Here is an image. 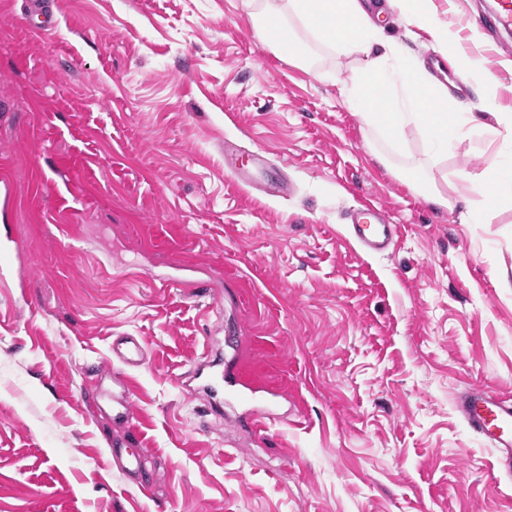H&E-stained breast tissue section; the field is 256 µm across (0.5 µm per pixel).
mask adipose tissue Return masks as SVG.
I'll return each instance as SVG.
<instances>
[{
  "mask_svg": "<svg viewBox=\"0 0 512 512\" xmlns=\"http://www.w3.org/2000/svg\"><path fill=\"white\" fill-rule=\"evenodd\" d=\"M387 3L397 6L409 25L427 34L464 81L474 87L480 95L483 118L457 111L447 86L427 77L383 36L370 19L367 0H252L256 26L275 29L271 46L301 69L310 70L312 62L295 49L299 31L321 49L354 58L355 66L343 81L341 94L364 125L390 145H399L405 129L412 125L437 153L458 140L466 126L485 128L486 117L512 128V113L502 110L486 90L489 75L484 58L466 53L461 37L439 21L434 0ZM413 188L437 207H450L455 199L462 201L466 222L483 223L493 204L512 201V143L489 157L483 171L462 174L451 191L434 183L417 182Z\"/></svg>",
  "mask_w": 512,
  "mask_h": 512,
  "instance_id": "1",
  "label": "adipose tissue"
}]
</instances>
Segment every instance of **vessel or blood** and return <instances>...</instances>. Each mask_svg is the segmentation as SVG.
<instances>
[{"label": "vessel or blood", "mask_w": 512, "mask_h": 512, "mask_svg": "<svg viewBox=\"0 0 512 512\" xmlns=\"http://www.w3.org/2000/svg\"><path fill=\"white\" fill-rule=\"evenodd\" d=\"M57 31V21L53 14L34 9L29 23V32L34 36L52 35ZM229 167L238 184L249 185L262 180L264 190L271 195H280L287 191L288 184L282 178L263 177L264 159L252 155L248 159L232 157ZM350 219V236L359 248L367 252L385 250L399 233V227L393 224L383 207L366 206L353 212ZM112 351L119 363L126 368L141 366L146 349L136 338L125 336L112 345ZM181 385L205 392L212 401L213 413H220L224 397L229 393L250 392L251 395H264L265 390L254 376L242 364L225 366L218 374L206 376L200 371L180 377ZM118 390L113 393L112 401L116 405L115 417L123 425H131L133 413L127 397L128 387L125 380H118ZM455 408L468 430L476 437L487 441L493 451L495 470L498 476L512 477V397L504 393L473 384L457 395ZM113 459L121 461L126 473L144 476L146 473L141 454L131 448H116Z\"/></svg>", "instance_id": "obj_1"}]
</instances>
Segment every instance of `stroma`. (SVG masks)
Wrapping results in <instances>:
<instances>
[{"label":"stroma","mask_w":512,"mask_h":512,"mask_svg":"<svg viewBox=\"0 0 512 512\" xmlns=\"http://www.w3.org/2000/svg\"><path fill=\"white\" fill-rule=\"evenodd\" d=\"M0 0V512H512V484L454 407L478 383L512 395V205L466 224L407 184L480 172L512 131L434 156L416 131L390 165L343 100L349 59L304 71L267 45L249 0ZM512 109V31L491 0H435ZM385 34L439 54L397 10ZM258 153L280 196L236 185ZM399 224L369 254L347 215ZM153 479L113 463L112 339ZM222 349L279 392L258 432L180 388ZM57 21L53 14L35 8L29 23V32L33 36L54 35L57 32ZM112 351L125 368H135L143 364L146 349L132 336H124L112 344Z\"/></svg>","instance_id":"obj_1"}]
</instances>
